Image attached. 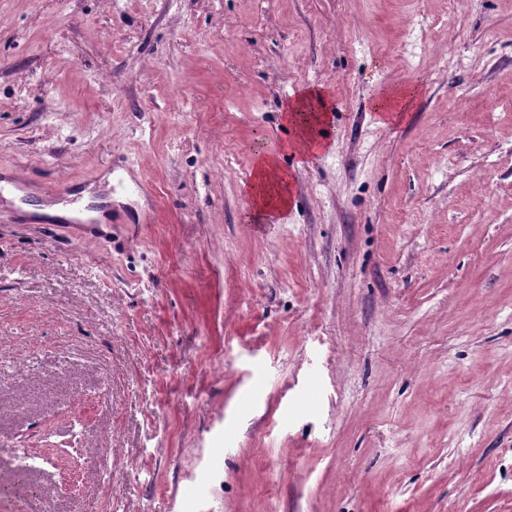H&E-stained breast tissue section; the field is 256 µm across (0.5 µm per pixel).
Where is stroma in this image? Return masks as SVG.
Here are the masks:
<instances>
[{"label": "stroma", "instance_id": "obj_1", "mask_svg": "<svg viewBox=\"0 0 512 512\" xmlns=\"http://www.w3.org/2000/svg\"><path fill=\"white\" fill-rule=\"evenodd\" d=\"M0 178V470L55 448L49 512H512V0H0ZM328 96L321 86L304 89L284 103L282 119L294 131L289 148L304 160L328 147V143L317 139L313 131L328 122ZM417 94L418 89L412 86L387 87L368 101V107L377 112L384 125L396 124L413 107ZM291 181V175L280 168L274 156L263 155L258 158L249 186L256 204L255 218L270 210H288L291 204Z\"/></svg>", "mask_w": 512, "mask_h": 512}]
</instances>
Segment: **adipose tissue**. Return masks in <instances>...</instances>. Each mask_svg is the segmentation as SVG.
Masks as SVG:
<instances>
[{"label": "adipose tissue", "mask_w": 512, "mask_h": 512, "mask_svg": "<svg viewBox=\"0 0 512 512\" xmlns=\"http://www.w3.org/2000/svg\"><path fill=\"white\" fill-rule=\"evenodd\" d=\"M417 94V88L412 86L388 87L373 96L368 107L377 112L383 124H395L413 107ZM327 101L325 89L312 86L283 105L282 118L294 131L290 147L301 158H309L328 147L327 142L314 135L315 129L328 120ZM249 191L257 213L287 211L291 204V176L280 168L274 156H260Z\"/></svg>", "instance_id": "adipose-tissue-1"}]
</instances>
